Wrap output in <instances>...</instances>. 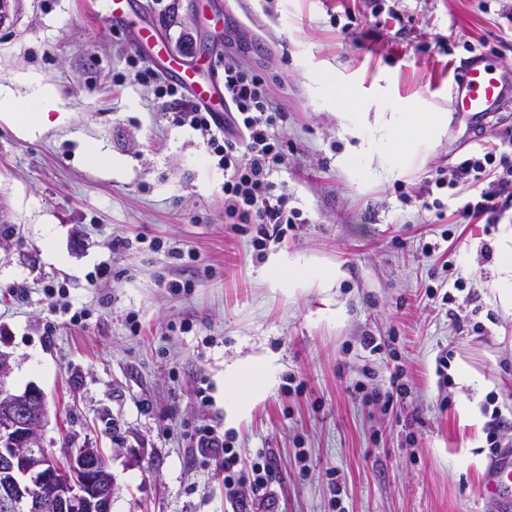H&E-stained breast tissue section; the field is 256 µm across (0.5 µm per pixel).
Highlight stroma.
<instances>
[{
  "label": "stroma",
  "instance_id": "1",
  "mask_svg": "<svg viewBox=\"0 0 512 512\" xmlns=\"http://www.w3.org/2000/svg\"><path fill=\"white\" fill-rule=\"evenodd\" d=\"M142 2L170 42L218 47L219 67L237 54L264 78L286 113L271 179L301 217L261 251L230 231L223 169L134 81L150 61L129 30L100 0H14L0 89L23 101L54 88L69 120L33 133L0 120V386L44 394L56 456L103 450L112 512H239L223 455L194 446L205 424L271 452L275 512H497L483 481L491 441L512 443V309L495 290L512 208L459 224L477 188H435L438 214L418 194L499 145L512 92L497 120L450 122L396 177L348 167L362 139L341 115L445 111L478 43L512 77V0ZM380 7L397 19L377 21ZM92 147L111 165L90 162ZM116 236L131 249L112 253ZM275 255L336 276L289 288L287 270L264 273ZM103 267L109 280L89 287ZM262 356L274 387L229 420L227 366ZM395 377L410 394L386 411Z\"/></svg>",
  "mask_w": 512,
  "mask_h": 512
}]
</instances>
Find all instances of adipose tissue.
Returning a JSON list of instances; mask_svg holds the SVG:
<instances>
[{"label":"adipose tissue","instance_id":"adipose-tissue-1","mask_svg":"<svg viewBox=\"0 0 512 512\" xmlns=\"http://www.w3.org/2000/svg\"><path fill=\"white\" fill-rule=\"evenodd\" d=\"M59 97L57 90L47 87L22 102L0 95V119L28 132L43 129L52 125L51 114L59 109ZM448 119L445 112H393L371 124L363 112L342 115L345 124L371 132L366 148L357 157L361 166L377 163L392 176L414 164L420 152L447 129Z\"/></svg>","mask_w":512,"mask_h":512}]
</instances>
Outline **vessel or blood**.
Returning a JSON list of instances; mask_svg holds the SVG:
<instances>
[{"mask_svg": "<svg viewBox=\"0 0 512 512\" xmlns=\"http://www.w3.org/2000/svg\"><path fill=\"white\" fill-rule=\"evenodd\" d=\"M107 23L133 29L134 46L151 48L163 73L196 104L224 119V84L213 65L178 57L158 28L144 25L129 0H102ZM506 95V74L497 63L475 54L448 93V111L456 120L476 126L496 112ZM485 486L494 492L500 512H512V448L500 449L486 474Z\"/></svg>", "mask_w": 512, "mask_h": 512, "instance_id": "1", "label": "vessel or blood"}]
</instances>
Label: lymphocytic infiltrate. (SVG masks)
Segmentation results:
<instances>
[{"label":"lymphocytic infiltrate","instance_id":"1","mask_svg":"<svg viewBox=\"0 0 512 512\" xmlns=\"http://www.w3.org/2000/svg\"><path fill=\"white\" fill-rule=\"evenodd\" d=\"M136 78L157 86L158 95L171 96L173 121L190 126L212 146L219 167L224 170V213L236 224L255 227L254 246L280 237L285 225L295 223L300 213L290 207L287 191H274L270 176L283 158V140L278 122L284 112L269 99L265 81L246 68L233 55L224 58L223 123H216L212 113L188 100L171 83L163 82L159 72L145 69ZM494 152L482 159L468 158L451 170L449 177L437 179V186L448 182L468 181L480 190L476 202L466 203L456 212L461 224L493 223L496 215L512 206V163L495 166ZM197 447L224 455V485L249 488L252 496L266 504L275 497L269 485L275 461L268 453L256 452L250 463H243L242 451L231 437L213 425L199 427L194 434Z\"/></svg>","mask_w":512,"mask_h":512}]
</instances>
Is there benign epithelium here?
<instances>
[{"label":"benign epithelium","mask_w":512,"mask_h":512,"mask_svg":"<svg viewBox=\"0 0 512 512\" xmlns=\"http://www.w3.org/2000/svg\"><path fill=\"white\" fill-rule=\"evenodd\" d=\"M47 417L42 394L0 390V472L10 475L0 485V512H111L114 480L100 484L97 473L109 467L96 448L75 457L56 458L41 445L40 430Z\"/></svg>","instance_id":"benign-epithelium-1"}]
</instances>
